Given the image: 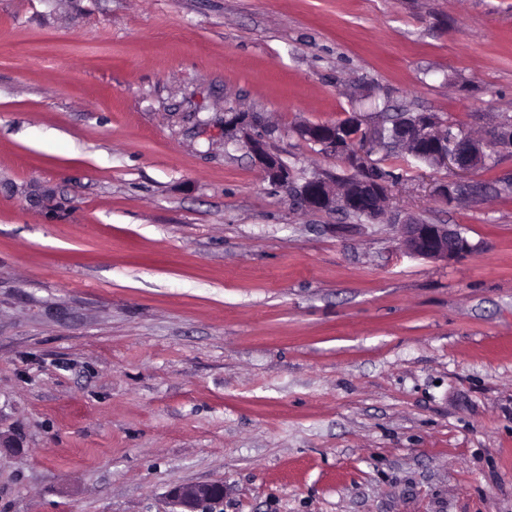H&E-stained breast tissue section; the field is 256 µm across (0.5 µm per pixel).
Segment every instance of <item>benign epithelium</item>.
Segmentation results:
<instances>
[{"instance_id": "1", "label": "benign epithelium", "mask_w": 512, "mask_h": 512, "mask_svg": "<svg viewBox=\"0 0 512 512\" xmlns=\"http://www.w3.org/2000/svg\"><path fill=\"white\" fill-rule=\"evenodd\" d=\"M363 120L354 115L341 125L307 124L300 136L338 152L351 147L356 158L365 161V149H373L387 142L405 148L414 157L436 167L454 166L463 171L481 167L487 159L485 148L508 145L512 147V125L504 124L495 129L489 143L464 137L455 144H448L437 131L435 119L429 113L403 118L384 130L362 128ZM251 151L264 167L268 177L280 184L288 183V168L271 154L265 143L249 139ZM362 194L346 189L338 190L322 179L305 182L296 191L301 203L312 210L339 208L357 217L376 218L372 194H384L382 184L368 178L361 180ZM404 245L413 255L431 260L450 261L469 252L470 244L458 231L447 224L412 222L403 225ZM171 512H202L209 504L224 499V484L219 482L176 485L167 493Z\"/></svg>"}]
</instances>
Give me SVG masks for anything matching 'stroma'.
<instances>
[{"label": "stroma", "mask_w": 512, "mask_h": 512, "mask_svg": "<svg viewBox=\"0 0 512 512\" xmlns=\"http://www.w3.org/2000/svg\"><path fill=\"white\" fill-rule=\"evenodd\" d=\"M419 113L512 121V0H0V512H512V149L295 194L354 173L299 126ZM248 143L255 157L264 167L268 177L273 182L287 184L290 175L287 167L277 156L268 151L265 143L260 139L250 137ZM360 182L362 198L355 191H340L322 179L305 182L296 194L301 203L312 210L341 209L357 217L375 219L382 210H376L371 192L386 195L385 188L368 178L360 179ZM404 245L413 255L431 260L450 261L469 252L470 244L447 224L412 222L403 224ZM167 497L174 508L169 512H201L206 505L224 499V485L219 482L176 485L169 489Z\"/></svg>", "instance_id": "stroma-1"}]
</instances>
